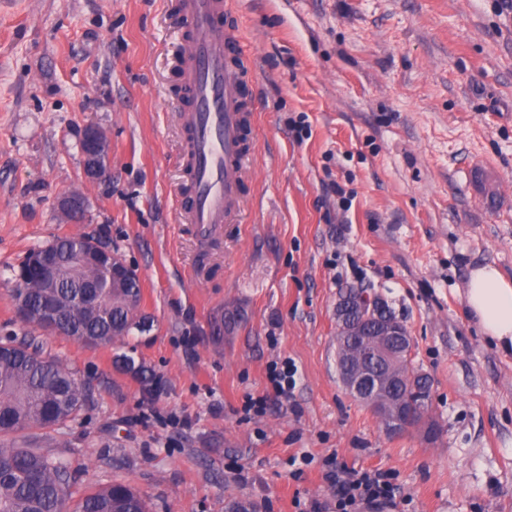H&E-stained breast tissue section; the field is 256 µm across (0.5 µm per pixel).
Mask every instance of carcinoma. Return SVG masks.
Wrapping results in <instances>:
<instances>
[{
  "label": "carcinoma",
  "instance_id": "obj_1",
  "mask_svg": "<svg viewBox=\"0 0 512 512\" xmlns=\"http://www.w3.org/2000/svg\"><path fill=\"white\" fill-rule=\"evenodd\" d=\"M86 236L50 241L57 262L55 281L46 287L38 272L35 249L11 269L14 298L29 306L26 324L52 308L78 341L97 346L145 333L147 317L136 315L141 301L139 279L114 281L107 265L83 256ZM397 379L391 398L420 415L427 410L429 379L397 357ZM89 388L47 353L43 344L10 333L0 339V512H148L145 500L130 485L114 482L97 490L75 487L71 463L38 448L17 443L25 430L56 431L76 419Z\"/></svg>",
  "mask_w": 512,
  "mask_h": 512
}]
</instances>
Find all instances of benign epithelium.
I'll use <instances>...</instances> for the list:
<instances>
[{"instance_id":"7a95c632","label":"benign epithelium","mask_w":512,"mask_h":512,"mask_svg":"<svg viewBox=\"0 0 512 512\" xmlns=\"http://www.w3.org/2000/svg\"><path fill=\"white\" fill-rule=\"evenodd\" d=\"M80 151L85 179L93 183L106 180L109 174L107 141L99 127L90 124L82 130ZM86 206V198L73 192L64 194L57 202L58 209L66 215ZM40 260L43 279L50 285L53 283L55 253L43 249ZM374 301L375 296L368 293L338 298L336 320L342 335L352 336L358 343L367 336L373 337L371 347L358 357L357 362L346 365L340 361L338 366L346 389L378 415L389 432L402 434L415 426V416L405 412L402 406L387 401L386 388L392 377L389 360L395 355L396 347L411 345L413 341L399 320L374 316Z\"/></svg>"}]
</instances>
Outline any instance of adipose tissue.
Returning a JSON list of instances; mask_svg holds the SVG:
<instances>
[{
    "label": "adipose tissue",
    "instance_id": "ef3b65f1",
    "mask_svg": "<svg viewBox=\"0 0 512 512\" xmlns=\"http://www.w3.org/2000/svg\"><path fill=\"white\" fill-rule=\"evenodd\" d=\"M465 297L482 333L502 349H512V280L494 266L477 268L470 275Z\"/></svg>",
    "mask_w": 512,
    "mask_h": 512
}]
</instances>
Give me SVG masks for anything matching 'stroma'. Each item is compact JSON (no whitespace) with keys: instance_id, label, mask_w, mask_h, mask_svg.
Masks as SVG:
<instances>
[{"instance_id":"obj_1","label":"stroma","mask_w":512,"mask_h":512,"mask_svg":"<svg viewBox=\"0 0 512 512\" xmlns=\"http://www.w3.org/2000/svg\"><path fill=\"white\" fill-rule=\"evenodd\" d=\"M0 12V336L25 333L86 383L78 419L19 433L78 487L130 484L149 512H336V466L391 473L381 512H512V352L465 304L512 280V9L502 0H232L256 131L235 217L209 243L189 175L176 0H13ZM106 135L110 178L78 147ZM346 198H339L337 188ZM81 191L84 222L56 208ZM117 248L149 332L96 347L24 325L11 269L53 237ZM371 289L432 379L434 434L387 433L336 371L340 288ZM238 316L216 338L222 314ZM132 353L140 378L117 357ZM296 386L278 401L272 364ZM265 398L245 413L248 398ZM80 151L83 157V174L89 182L106 180L109 174L107 141L101 129L87 125L81 133Z\"/></svg>"}]
</instances>
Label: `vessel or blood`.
I'll return each instance as SVG.
<instances>
[{
	"mask_svg": "<svg viewBox=\"0 0 512 512\" xmlns=\"http://www.w3.org/2000/svg\"><path fill=\"white\" fill-rule=\"evenodd\" d=\"M226 0H179L183 49L175 64L189 136L191 190L183 206L201 237L235 212L247 178L253 103L242 36Z\"/></svg>",
	"mask_w": 512,
	"mask_h": 512,
	"instance_id": "1",
	"label": "vessel or blood"
}]
</instances>
